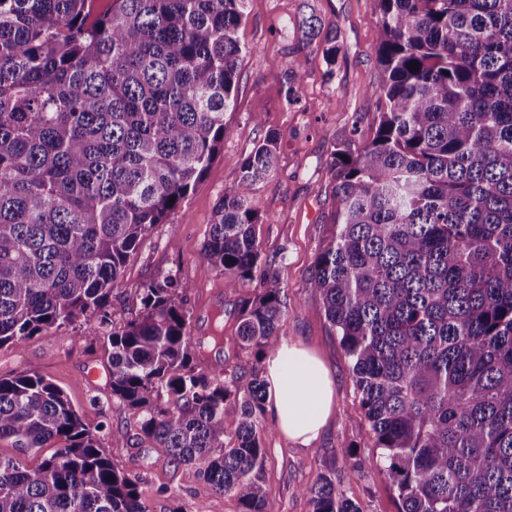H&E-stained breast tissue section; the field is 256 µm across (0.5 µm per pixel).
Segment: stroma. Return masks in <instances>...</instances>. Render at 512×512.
Listing matches in <instances>:
<instances>
[{
  "label": "stroma",
  "instance_id": "35a3bbf8",
  "mask_svg": "<svg viewBox=\"0 0 512 512\" xmlns=\"http://www.w3.org/2000/svg\"><path fill=\"white\" fill-rule=\"evenodd\" d=\"M300 2L248 0L238 33L243 53L235 103L224 115V146L168 220L142 241L113 296V321L122 323L137 312L146 283L172 274L193 286L187 301L190 330L204 342L196 364H220L231 374L252 357L239 344L238 328L256 286L225 288L223 275L203 256V243L215 207L234 184L244 158L267 134H275L279 167L255 194L257 209L269 221L257 225L256 233L263 261L276 265L288 292L280 341L303 345L324 362L334 403L321 434L308 444L288 438L270 414H263V486L276 512H310V488L323 474L334 477L337 489L361 512H398L390 482L376 463L373 433L351 364L310 286L315 257L331 233L336 209V145L348 135L358 145L370 143L379 122L378 100L371 93L381 80L373 0H311L324 25L338 29L341 50L331 68L320 48L306 49L300 101L291 106L283 86L288 51L300 39L294 23ZM218 333L223 342H214ZM32 370L63 389L114 465L138 477L150 512H170L177 502L189 512H240L233 496L216 494L202 482H180L163 449L137 440L139 415L118 408L112 398L107 346L95 318L82 317L74 325L0 348V377ZM117 431L132 435L129 447H113ZM345 445L362 460V472L350 474L341 453Z\"/></svg>",
  "mask_w": 512,
  "mask_h": 512
}]
</instances>
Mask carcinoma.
Masks as SVG:
<instances>
[{"mask_svg": "<svg viewBox=\"0 0 512 512\" xmlns=\"http://www.w3.org/2000/svg\"><path fill=\"white\" fill-rule=\"evenodd\" d=\"M0 0V348L81 316L110 344L112 398L173 473L275 512L263 487L268 383L246 359L200 368L193 285L147 283L109 312L140 241L224 145L247 0ZM381 103L373 141L337 145L338 209L310 278L340 336L399 512H512V0H374ZM329 63L334 28L302 16ZM418 62L419 69L409 64ZM268 134L224 191L203 255L243 288L260 265L254 204L277 171ZM288 312L266 265L241 347L280 346ZM234 428L235 440L226 441ZM0 512H148L67 395L37 372L0 378ZM36 448L54 453L30 468ZM311 512H360L321 475Z\"/></svg>", "mask_w": 512, "mask_h": 512, "instance_id": "carcinoma-1", "label": "carcinoma"}]
</instances>
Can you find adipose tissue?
<instances>
[{"instance_id":"ef3b65f1","label":"adipose tissue","mask_w":512,"mask_h":512,"mask_svg":"<svg viewBox=\"0 0 512 512\" xmlns=\"http://www.w3.org/2000/svg\"><path fill=\"white\" fill-rule=\"evenodd\" d=\"M268 411L288 437L316 439L330 414L333 386L325 365L307 348L282 345L267 360Z\"/></svg>"}]
</instances>
